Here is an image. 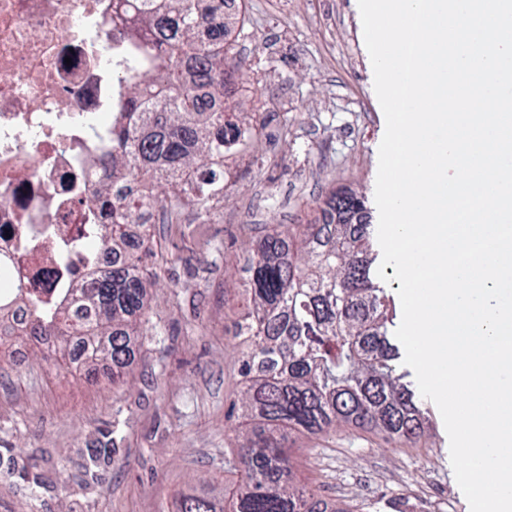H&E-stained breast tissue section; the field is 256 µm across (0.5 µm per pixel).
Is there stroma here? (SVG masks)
<instances>
[{
  "mask_svg": "<svg viewBox=\"0 0 512 512\" xmlns=\"http://www.w3.org/2000/svg\"><path fill=\"white\" fill-rule=\"evenodd\" d=\"M242 4L232 34L241 68L225 98L264 133L225 156L216 223L149 225L159 281L124 382L102 360L74 377L38 350L0 357V512H178L186 495L223 504L250 226L313 222L329 192L349 190L363 201L371 257L382 259L374 195L385 118L357 0ZM387 350L423 413V439L402 445L352 425L296 434V480L345 512H470L437 406L417 393L401 343ZM105 435L117 452L96 484L84 463Z\"/></svg>",
  "mask_w": 512,
  "mask_h": 512,
  "instance_id": "stroma-1",
  "label": "stroma"
}]
</instances>
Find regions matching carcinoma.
<instances>
[{
  "mask_svg": "<svg viewBox=\"0 0 512 512\" xmlns=\"http://www.w3.org/2000/svg\"><path fill=\"white\" fill-rule=\"evenodd\" d=\"M236 24L224 17V0H112V30L129 56L116 72L124 94L112 119V152L99 160L103 177L87 197L100 219L99 248L84 259L79 287L53 303L14 292L32 307L28 335L84 339L88 360L112 362L114 379L132 359L156 277L150 248L130 242L126 227L157 205L167 224L183 223L185 211L214 222L228 185L224 154L246 149L263 130L234 113L207 112L194 96L199 81L224 96V81L239 66L229 39ZM127 179L142 184L141 196L111 194L109 182ZM159 185L167 189L162 199L154 193ZM360 210L355 194L334 191L321 215H335V223L283 224L252 241L248 350L228 414L245 426L228 460L237 479L224 493L228 510L185 496L179 512H300L302 492L319 503L315 489L294 478L292 433L316 436L352 424L398 444L421 438L419 410L386 354L387 308L372 281L367 238L350 231L349 214ZM109 253L112 262L100 265ZM258 359L276 371L255 376ZM115 451L114 440L101 442L86 475L101 482L100 466Z\"/></svg>",
  "mask_w": 512,
  "mask_h": 512,
  "instance_id": "carcinoma-1",
  "label": "carcinoma"
}]
</instances>
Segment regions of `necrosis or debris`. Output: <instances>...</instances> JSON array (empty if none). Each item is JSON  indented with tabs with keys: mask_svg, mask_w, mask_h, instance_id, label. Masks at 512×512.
Instances as JSON below:
<instances>
[{
	"mask_svg": "<svg viewBox=\"0 0 512 512\" xmlns=\"http://www.w3.org/2000/svg\"><path fill=\"white\" fill-rule=\"evenodd\" d=\"M112 0H0V280L68 288L84 275L86 205L112 149ZM28 303L0 310V353L14 337L32 350Z\"/></svg>",
	"mask_w": 512,
	"mask_h": 512,
	"instance_id": "obj_1",
	"label": "necrosis or debris"
}]
</instances>
